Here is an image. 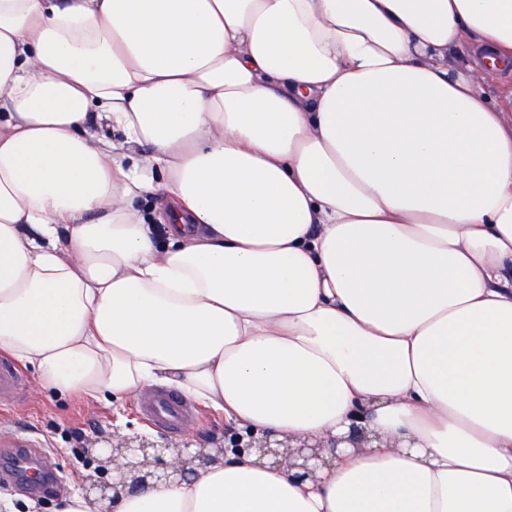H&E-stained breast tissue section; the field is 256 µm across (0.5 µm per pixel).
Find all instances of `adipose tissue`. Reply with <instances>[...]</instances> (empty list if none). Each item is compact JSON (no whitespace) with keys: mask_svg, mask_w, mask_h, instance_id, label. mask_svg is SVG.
I'll return each instance as SVG.
<instances>
[{"mask_svg":"<svg viewBox=\"0 0 512 512\" xmlns=\"http://www.w3.org/2000/svg\"><path fill=\"white\" fill-rule=\"evenodd\" d=\"M490 66L512 0H0V351L242 441L63 512H512Z\"/></svg>","mask_w":512,"mask_h":512,"instance_id":"ef3b65f1","label":"adipose tissue"}]
</instances>
